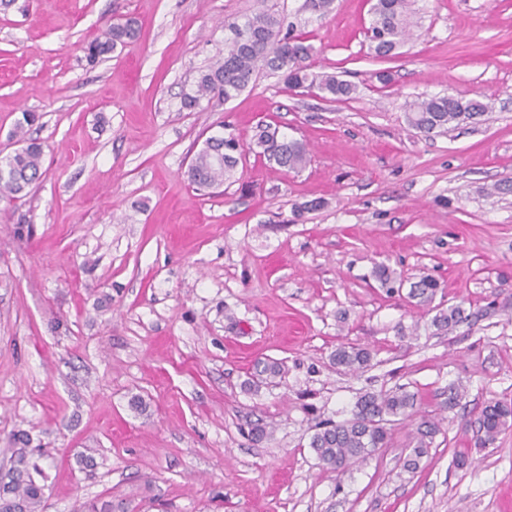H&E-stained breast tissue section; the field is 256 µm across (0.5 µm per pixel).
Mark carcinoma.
<instances>
[{"mask_svg":"<svg viewBox=\"0 0 512 512\" xmlns=\"http://www.w3.org/2000/svg\"><path fill=\"white\" fill-rule=\"evenodd\" d=\"M412 0H375L371 7V22L367 28L369 49L379 58H387L413 37ZM229 35L224 39V57L199 73L195 94L184 97V107L194 108L204 98L219 96L229 101L243 92L262 69L281 73L290 89L316 88L331 100L350 99L357 86L329 72H312L310 60L316 49L295 33L293 25L269 10L262 9L242 22L225 25ZM133 21L109 26L92 40L85 51L90 62L96 63L109 55L126 40L136 36ZM488 104L475 98L464 99L452 95H435L410 105L408 122L415 130L428 136L436 130H447L465 120L486 112ZM37 116L22 113L16 123L15 135L26 142L14 154L0 160V200L12 201L26 192L43 175L41 144L26 138V127L33 125ZM258 154L274 160L289 171L304 168L308 163L305 145L294 139L277 137L262 130L253 141ZM244 145L233 134L210 136L195 154L187 170L190 183L197 189H214L233 176ZM439 284L423 276L410 286L409 296L424 305L432 303ZM467 319L459 306L435 307L430 326L438 333H451ZM371 351L367 348L341 345L333 355L334 363L350 373L370 365ZM257 380L272 381L282 376L276 361L261 362L256 368ZM417 395L404 385L386 391L366 392L355 403L350 418L342 422H327L312 435L309 448L322 467L344 472L366 462L379 448L387 445L389 426L408 420L415 414ZM512 421V402L497 400L487 403L479 417L480 442L489 446ZM439 423L424 419L417 428L415 446L403 458L402 469L416 472L427 455ZM11 467L0 471V512H40L47 489V474L43 461L49 455L42 448H16Z\"/></svg>","mask_w":512,"mask_h":512,"instance_id":"obj_1","label":"carcinoma"}]
</instances>
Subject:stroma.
<instances>
[{
    "label": "stroma",
    "mask_w": 512,
    "mask_h": 512,
    "mask_svg": "<svg viewBox=\"0 0 512 512\" xmlns=\"http://www.w3.org/2000/svg\"><path fill=\"white\" fill-rule=\"evenodd\" d=\"M262 3L316 48L315 70L356 84L352 99L263 73L184 108L225 22ZM370 7L0 2V158L33 112L44 171L0 201V465L16 435L45 448L43 512L94 498L129 512H512V427L483 447L477 423L512 401V0H418L417 38L386 59L368 48ZM128 17L138 38L89 65L87 42ZM443 93L490 109L423 136L409 106ZM261 124L303 142L306 167L250 151L221 188L190 185L207 137L248 145ZM382 266L407 286L433 277L435 304L472 319L432 334ZM343 343L370 349V366L337 370ZM268 359L280 382L244 390ZM452 383L465 395L416 473L401 470L413 420L344 474L309 447L363 393L404 384L434 415ZM256 422L269 439H251Z\"/></svg>",
    "instance_id": "stroma-1"
}]
</instances>
